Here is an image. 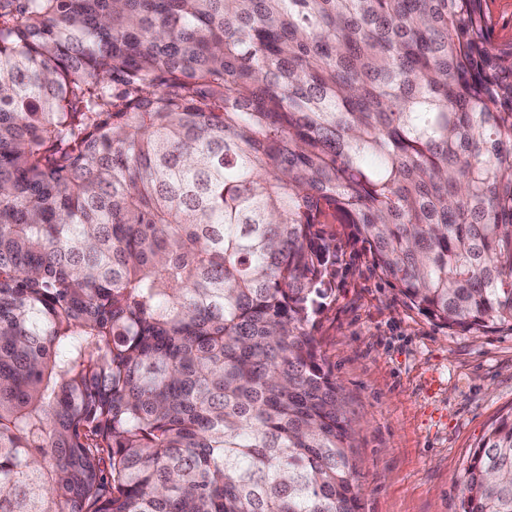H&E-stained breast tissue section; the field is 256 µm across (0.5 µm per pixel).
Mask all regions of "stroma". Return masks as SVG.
I'll return each mask as SVG.
<instances>
[{"mask_svg":"<svg viewBox=\"0 0 512 512\" xmlns=\"http://www.w3.org/2000/svg\"><path fill=\"white\" fill-rule=\"evenodd\" d=\"M338 268L313 333L357 424L361 512H462L479 439L512 413V330L439 326L361 245Z\"/></svg>","mask_w":512,"mask_h":512,"instance_id":"1","label":"stroma"}]
</instances>
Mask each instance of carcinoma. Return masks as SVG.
<instances>
[{
  "label": "carcinoma",
  "mask_w": 512,
  "mask_h": 512,
  "mask_svg": "<svg viewBox=\"0 0 512 512\" xmlns=\"http://www.w3.org/2000/svg\"><path fill=\"white\" fill-rule=\"evenodd\" d=\"M484 2L0 0V512H359L327 226L512 329ZM462 509L512 512V414Z\"/></svg>",
  "instance_id": "cac0c4a2"
}]
</instances>
